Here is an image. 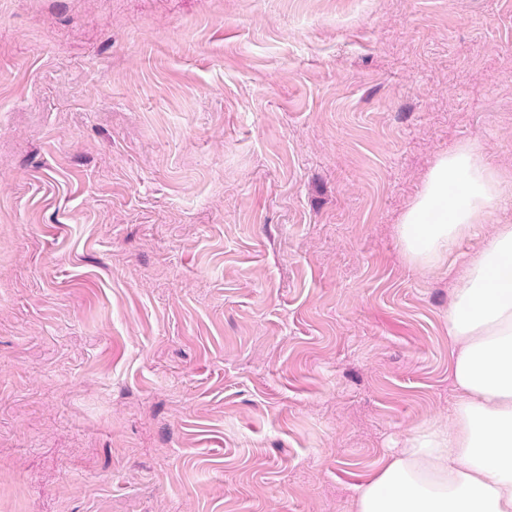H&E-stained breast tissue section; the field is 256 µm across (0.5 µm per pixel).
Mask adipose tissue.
I'll list each match as a JSON object with an SVG mask.
<instances>
[{"label": "adipose tissue", "mask_w": 512, "mask_h": 512, "mask_svg": "<svg viewBox=\"0 0 512 512\" xmlns=\"http://www.w3.org/2000/svg\"><path fill=\"white\" fill-rule=\"evenodd\" d=\"M502 184L473 146L440 157L398 226L407 260L436 267L486 222ZM447 319L448 423L417 429L387 456L357 487L355 512H512V224L458 269Z\"/></svg>", "instance_id": "obj_1"}]
</instances>
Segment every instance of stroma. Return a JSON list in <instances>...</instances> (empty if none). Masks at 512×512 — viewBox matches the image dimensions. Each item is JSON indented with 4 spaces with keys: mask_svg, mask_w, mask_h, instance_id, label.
Listing matches in <instances>:
<instances>
[{
    "mask_svg": "<svg viewBox=\"0 0 512 512\" xmlns=\"http://www.w3.org/2000/svg\"><path fill=\"white\" fill-rule=\"evenodd\" d=\"M512 176V0H0V512H352L455 401L436 160ZM502 184L501 174L473 146L462 145L440 157L398 225L407 260L421 268L436 267L452 244L486 222Z\"/></svg>",
    "mask_w": 512,
    "mask_h": 512,
    "instance_id": "stroma-1",
    "label": "stroma"
}]
</instances>
